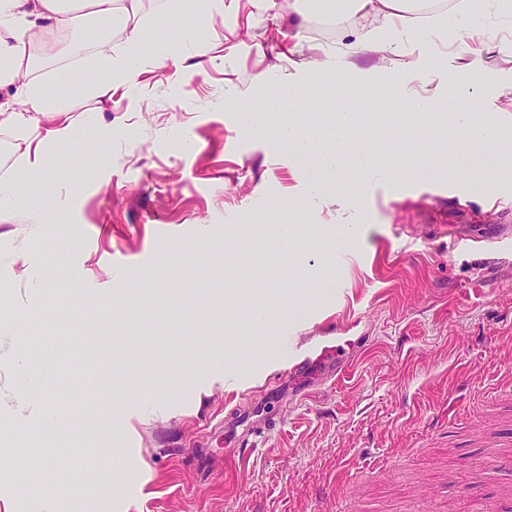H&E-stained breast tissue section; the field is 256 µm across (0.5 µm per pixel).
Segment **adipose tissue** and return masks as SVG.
<instances>
[{"mask_svg": "<svg viewBox=\"0 0 512 512\" xmlns=\"http://www.w3.org/2000/svg\"><path fill=\"white\" fill-rule=\"evenodd\" d=\"M142 2L0 0V128L20 132L24 148L18 159L32 181L46 193L56 190L57 173L45 165L42 151L48 145L62 150L70 146V124L65 120L67 110L63 105L70 90L57 82L30 80L33 50L50 51L67 42L77 19L84 15L100 23L94 31V47L108 45L112 41L109 25L113 19H120L126 54L107 56L95 67L82 72L83 89L109 98L117 89L136 88L142 65L164 67L177 48L176 36L190 34L191 21L224 8V0H174L171 7L149 21L142 13ZM351 2L355 11L367 12L377 19V27L368 35L369 40L375 42L408 38L418 24L409 0ZM471 8L470 0H452L448 10L430 17V34L439 37L452 32L459 39L479 41L478 27L462 21ZM317 103L334 111L340 127L367 122L376 127L381 124L374 103L365 97L362 83L356 80L322 81ZM306 112L304 104H295L292 117L275 124L276 134L298 160L314 156L319 158L323 168H341L343 157L331 148L328 135H301L299 121ZM462 131L472 143L485 144L481 127L469 124L466 116L457 112L421 124L418 136L428 142H449Z\"/></svg>", "mask_w": 512, "mask_h": 512, "instance_id": "obj_1", "label": "adipose tissue"}]
</instances>
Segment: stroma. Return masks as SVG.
Wrapping results in <instances>:
<instances>
[{
    "instance_id": "obj_1",
    "label": "stroma",
    "mask_w": 512,
    "mask_h": 512,
    "mask_svg": "<svg viewBox=\"0 0 512 512\" xmlns=\"http://www.w3.org/2000/svg\"><path fill=\"white\" fill-rule=\"evenodd\" d=\"M318 22L224 0L165 67L110 100L81 91L82 47L35 66L33 79L72 89L71 149L46 151L64 183L47 209L15 134L0 132V181L15 187L0 210V303L31 323L0 331V421L31 449L27 467L0 462V512H512V406L442 422L449 402L512 391V167L462 134L419 153L447 159L435 180L409 168L379 185L350 168L342 224L320 198L335 174L298 163L251 109L268 90L313 102L325 77L381 78L403 95L419 85L398 67L411 53L450 110L512 133V13L478 18L476 81L451 36L384 43L348 72L367 24L337 16L328 39ZM497 224L510 233L493 237ZM347 236L355 255L339 266ZM348 334L367 348L335 381L278 386L282 339ZM26 352L32 373L54 365L40 407L61 426L12 399ZM239 406L250 445L238 454L224 418ZM269 417L274 429L253 433Z\"/></svg>"
}]
</instances>
